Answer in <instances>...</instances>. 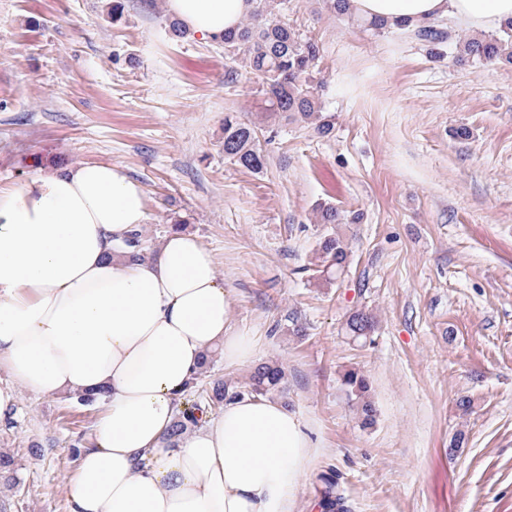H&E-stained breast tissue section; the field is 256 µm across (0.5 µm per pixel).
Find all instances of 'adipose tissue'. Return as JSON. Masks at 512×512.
<instances>
[{"mask_svg": "<svg viewBox=\"0 0 512 512\" xmlns=\"http://www.w3.org/2000/svg\"><path fill=\"white\" fill-rule=\"evenodd\" d=\"M354 13L418 27L436 19L474 32L512 19V0H351ZM250 0H166L204 40L237 28ZM145 191L109 163L37 171L0 186V420L18 387L94 392V445L68 486L70 512H297L315 445L282 404L244 396L178 441L168 430L200 370L255 359L234 330L229 294L197 237L168 234L149 258L123 255L146 221Z\"/></svg>", "mask_w": 512, "mask_h": 512, "instance_id": "ef3b65f1", "label": "adipose tissue"}]
</instances>
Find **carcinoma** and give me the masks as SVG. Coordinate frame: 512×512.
<instances>
[{"label":"carcinoma","instance_id":"cac0c4a2","mask_svg":"<svg viewBox=\"0 0 512 512\" xmlns=\"http://www.w3.org/2000/svg\"><path fill=\"white\" fill-rule=\"evenodd\" d=\"M249 16L235 29L224 32L219 42L224 44V55L241 63L245 72L257 80V93L264 98L265 112L256 121H244L233 113L224 116V156L254 173L264 168V155L258 144V130L265 121L276 118H294L314 126L327 135L333 122L324 114L319 97L316 75L320 73L318 45L305 37L288 19L290 0H252ZM324 11L347 18L351 23L378 35L389 32L390 27L378 22L358 18L350 0H321ZM398 29L409 30L438 58L452 55L457 61L476 65H512V20L492 34H459L444 25L433 22L418 28L404 23ZM317 224H356L360 214L339 210L329 202L314 208ZM319 264L327 276L339 274L349 263L350 243L339 233L323 236L317 248ZM347 335L351 340L365 345L373 342L375 321L371 314L359 310L347 320ZM343 384L352 407L361 418V424L373 423L375 407L371 400L369 380L358 370L349 369L343 375ZM287 390L285 367L277 360L258 364L250 373L244 389L217 385L206 399L209 409L224 406V402L244 395L267 398L282 395ZM202 410L195 404L180 411L169 428L168 439L177 440L191 427L197 425V413Z\"/></svg>","mask_w":512,"mask_h":512}]
</instances>
